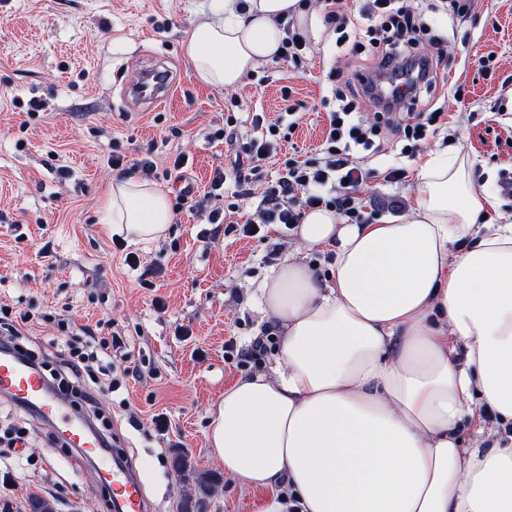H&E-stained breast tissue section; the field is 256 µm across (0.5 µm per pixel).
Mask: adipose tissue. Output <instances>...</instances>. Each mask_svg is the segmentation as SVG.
<instances>
[{"label": "adipose tissue", "instance_id": "ef3b65f1", "mask_svg": "<svg viewBox=\"0 0 512 512\" xmlns=\"http://www.w3.org/2000/svg\"><path fill=\"white\" fill-rule=\"evenodd\" d=\"M301 0H217L184 41L196 77L232 89L278 52ZM472 164L420 165L408 211L346 224L306 211L298 256L271 268L246 306L278 348L225 388L207 441L253 512H512V224L486 220ZM128 243L163 238L168 195L113 180L104 207ZM332 252L327 274L302 260ZM504 434L463 447L470 420Z\"/></svg>", "mask_w": 512, "mask_h": 512}]
</instances>
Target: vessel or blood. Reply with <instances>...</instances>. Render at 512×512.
<instances>
[{
    "instance_id": "vessel-or-blood-1",
    "label": "vessel or blood",
    "mask_w": 512,
    "mask_h": 512,
    "mask_svg": "<svg viewBox=\"0 0 512 512\" xmlns=\"http://www.w3.org/2000/svg\"><path fill=\"white\" fill-rule=\"evenodd\" d=\"M0 396L21 402L39 414L46 425L64 420L69 432L68 443L81 455L94 454L96 445L89 440L91 427L82 418L70 419L65 415V404L57 392L51 390L40 371L20 356L0 352ZM116 512H147L148 505L132 470L102 462Z\"/></svg>"
}]
</instances>
